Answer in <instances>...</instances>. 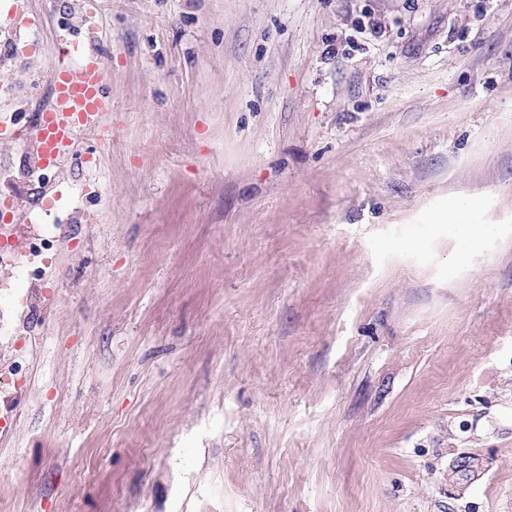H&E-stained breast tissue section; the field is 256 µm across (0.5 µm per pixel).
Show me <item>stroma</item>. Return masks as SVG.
I'll use <instances>...</instances> for the list:
<instances>
[{"label":"stroma","mask_w":512,"mask_h":512,"mask_svg":"<svg viewBox=\"0 0 512 512\" xmlns=\"http://www.w3.org/2000/svg\"><path fill=\"white\" fill-rule=\"evenodd\" d=\"M85 2L0 0L18 125L112 67L111 142L0 177L64 227L7 512H512V0ZM473 205L474 203L470 200L450 202L448 203L447 213H445L441 218V221L447 220L448 224H455L462 229L470 248L476 246L491 229L490 225H484L475 229L470 226L471 224L461 219V213L468 210Z\"/></svg>","instance_id":"stroma-1"}]
</instances>
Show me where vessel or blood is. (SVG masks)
Here are the masks:
<instances>
[{
	"label": "vessel or blood",
	"mask_w": 512,
	"mask_h": 512,
	"mask_svg": "<svg viewBox=\"0 0 512 512\" xmlns=\"http://www.w3.org/2000/svg\"><path fill=\"white\" fill-rule=\"evenodd\" d=\"M111 78V66L93 49L79 61H59L51 74L53 105L30 127L41 161H64L82 131L101 128L103 115L112 109L105 92Z\"/></svg>",
	"instance_id": "vessel-or-blood-1"
}]
</instances>
